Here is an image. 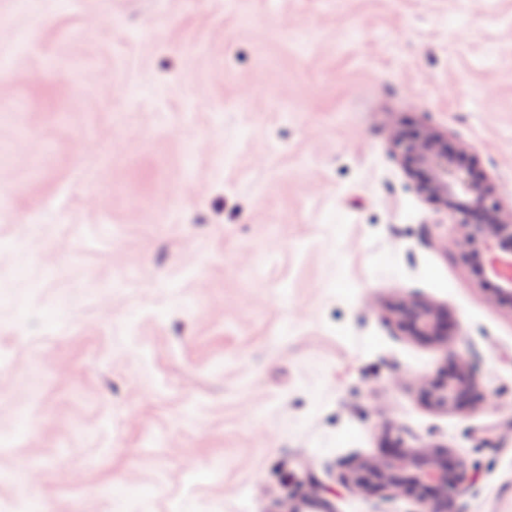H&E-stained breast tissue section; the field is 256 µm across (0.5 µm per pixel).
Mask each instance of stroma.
<instances>
[{"label":"stroma","mask_w":512,"mask_h":512,"mask_svg":"<svg viewBox=\"0 0 512 512\" xmlns=\"http://www.w3.org/2000/svg\"><path fill=\"white\" fill-rule=\"evenodd\" d=\"M512 207V0H0V512H417L351 466H478L512 512V305L406 129ZM445 309L411 339L404 300ZM477 397L420 384L456 359ZM478 384V374L474 367L458 360L457 372L446 379L424 386L422 391L432 407L448 410L457 407L463 395L476 391Z\"/></svg>","instance_id":"1"}]
</instances>
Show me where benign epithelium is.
Returning a JSON list of instances; mask_svg holds the SVG:
<instances>
[{"mask_svg": "<svg viewBox=\"0 0 512 512\" xmlns=\"http://www.w3.org/2000/svg\"><path fill=\"white\" fill-rule=\"evenodd\" d=\"M402 162L422 167L426 181L414 185L416 192L443 205L462 230L466 259L480 279L497 283V297L512 301V276L503 269L512 267V212L505 213L494 187L474 176L468 167L456 163L438 138L428 135L416 142H398ZM404 316L412 327V339L442 343L440 325L444 310L436 305L410 301ZM478 374L473 366L457 361V372L423 387L426 401L434 408L458 406L465 394L477 390ZM349 481L359 491H384L416 495L420 512H456L455 494L459 486L473 482V468L459 460L448 464L447 456L428 450L404 453L393 458L365 459L354 467Z\"/></svg>", "mask_w": 512, "mask_h": 512, "instance_id": "benign-epithelium-1", "label": "benign epithelium"}]
</instances>
